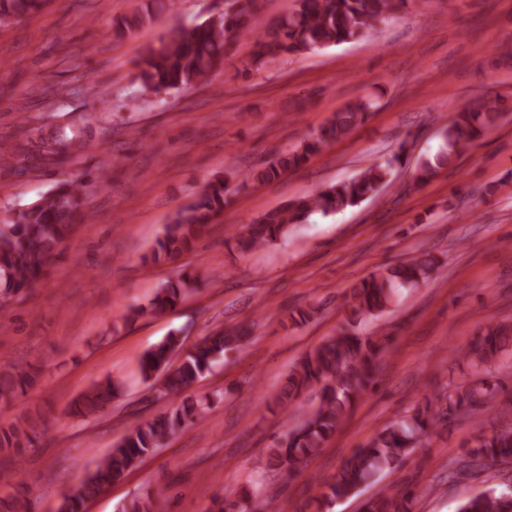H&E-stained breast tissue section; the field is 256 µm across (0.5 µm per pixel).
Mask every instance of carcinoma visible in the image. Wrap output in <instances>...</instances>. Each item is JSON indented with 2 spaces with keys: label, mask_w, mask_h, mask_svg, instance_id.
<instances>
[{
  "label": "carcinoma",
  "mask_w": 512,
  "mask_h": 512,
  "mask_svg": "<svg viewBox=\"0 0 512 512\" xmlns=\"http://www.w3.org/2000/svg\"><path fill=\"white\" fill-rule=\"evenodd\" d=\"M405 2L298 0V9L291 15L272 27L261 29L255 23L256 0H232L231 8L201 24L170 28L160 37L158 46L149 48L141 56L137 63L138 78L144 88L155 91L191 87L207 81L211 71L223 60L226 44L235 39H252L259 60L282 53L322 49L374 31ZM46 4L47 0H0V23L36 13ZM173 6V0H138L129 13L115 21L114 34L124 38L151 24L158 14ZM372 107L370 102L357 103L334 113L326 125L299 145L270 158L257 178L272 180L303 165L362 124ZM505 111L503 100L495 97L480 107L456 113L445 126L439 151L420 162L416 181L427 182L438 168L450 163L485 129L494 125ZM87 134V129L74 128L68 115L62 114L53 129L46 131L35 126L26 130V141L16 146L15 156L24 163L51 159L63 164L75 156L76 146L84 143ZM400 158L398 152L385 163L369 167L350 180L336 182L316 195L295 200L266 214L249 225L243 238L244 246L262 247L288 233L290 225L305 222L316 211L329 215L359 205L378 192ZM232 197L228 178L215 175L206 188L164 226L150 261L171 262L190 251ZM84 204L83 186L74 181L58 185L22 209L0 211V291L3 294H18L49 274L62 243L78 224L92 219ZM439 264L436 255L423 251L404 263L370 275L354 287L350 321L297 362L276 398L278 406L285 411L302 391L321 386L317 407L272 450L267 466L293 474L343 426L352 406L373 386L377 364L388 351L390 342V337L385 335L373 338L355 332V324L385 313L398 289L412 288L427 281ZM190 283V274L181 273L177 282H168L157 289L149 309H135L128 319L174 308ZM244 340L245 331L231 326L186 349L180 334L172 332L144 353L139 361V372L146 382L152 378L161 380L162 392L179 395L200 380L217 357L239 348ZM510 341L512 336L489 334L481 341L477 358L488 361ZM39 373L37 360L12 366L0 375V397L24 395L34 387ZM117 391V384L111 381L100 383L76 400L74 408L87 416L104 408ZM489 398L488 389L482 387L459 394L448 404L469 416ZM205 419L204 404L186 396L178 405L151 420L131 423L110 452L96 461L81 486L62 497L58 512H85L88 501L122 480L144 457L165 446L170 436L189 423H201ZM447 420V415L423 406L409 417L380 430L353 451L332 481L322 484V491L315 497V512H328L333 502L358 493L378 476L400 467L411 449L420 443V437ZM40 423V417L27 415L0 426V455L21 459L38 439ZM487 462H512V428L480 439L466 456L457 460L448 482L458 480L459 466L479 469ZM412 498L413 493L408 488L389 487L369 499L364 512H411L408 504ZM165 506V490L158 488L144 498L131 499L122 505V512H165ZM0 512H29L24 491L17 488L11 475L1 470ZM458 512H512V491L491 487L478 495L464 497Z\"/></svg>",
  "instance_id": "1"
}]
</instances>
